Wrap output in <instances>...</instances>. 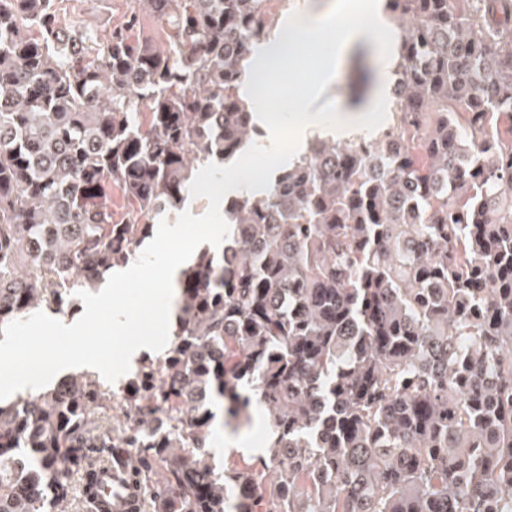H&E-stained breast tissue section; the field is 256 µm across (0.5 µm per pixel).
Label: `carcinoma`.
<instances>
[{"instance_id": "carcinoma-1", "label": "carcinoma", "mask_w": 512, "mask_h": 512, "mask_svg": "<svg viewBox=\"0 0 512 512\" xmlns=\"http://www.w3.org/2000/svg\"><path fill=\"white\" fill-rule=\"evenodd\" d=\"M101 37L0 0V327L132 262L198 165L256 132L239 94L271 0H132ZM399 80L378 139L318 140L224 200L234 244L183 271L174 339L122 388L0 403V512L512 509V0H385ZM143 15L167 49L133 36ZM224 425L264 455L219 470Z\"/></svg>"}]
</instances>
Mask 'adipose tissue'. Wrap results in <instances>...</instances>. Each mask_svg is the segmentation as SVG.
Wrapping results in <instances>:
<instances>
[{"label":"adipose tissue","instance_id":"ef3b65f1","mask_svg":"<svg viewBox=\"0 0 512 512\" xmlns=\"http://www.w3.org/2000/svg\"><path fill=\"white\" fill-rule=\"evenodd\" d=\"M353 9L349 0H338L335 13L285 19L274 37L254 55L240 95L261 107L271 86L280 83L288 85L290 100L303 103L318 100L325 86L338 73L345 55L361 37V28L342 22ZM298 44L308 46L312 67L308 75L292 80L288 74L297 68L292 53ZM164 233L173 240L175 247L166 259L161 282L174 293L178 290L187 258L205 246L220 244L224 239V228L219 224H202L189 239L184 238L181 227L176 225L165 227Z\"/></svg>","mask_w":512,"mask_h":512}]
</instances>
